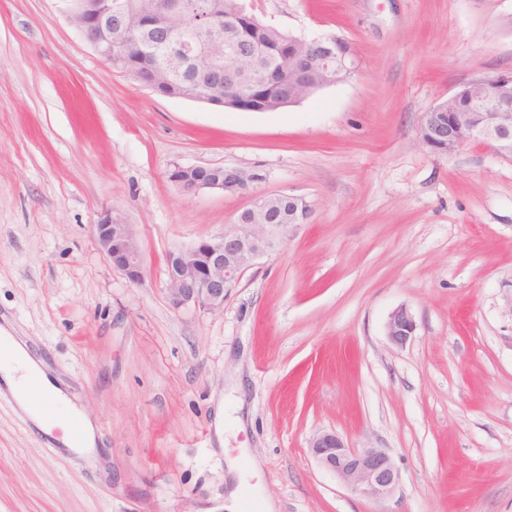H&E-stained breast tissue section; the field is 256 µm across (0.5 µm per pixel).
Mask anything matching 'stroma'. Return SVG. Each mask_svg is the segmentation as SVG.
I'll return each mask as SVG.
<instances>
[{
    "instance_id": "obj_1",
    "label": "stroma",
    "mask_w": 512,
    "mask_h": 512,
    "mask_svg": "<svg viewBox=\"0 0 512 512\" xmlns=\"http://www.w3.org/2000/svg\"><path fill=\"white\" fill-rule=\"evenodd\" d=\"M298 37L347 41L346 82L273 112L165 98L86 44L61 0H0V327L95 421L97 460L0 391V512H512V161L432 152L423 112L512 77V0H240ZM244 190L183 196L175 166ZM313 213L218 312L173 309L168 252L220 238L252 198ZM133 224L144 279L99 251ZM408 307L402 347L384 330ZM224 429L216 431V407ZM333 431L400 480L375 499L309 452ZM186 172L189 178H183L180 175ZM191 172L196 176L192 177ZM249 179L250 177H246L241 171L226 170L224 166H176L170 174V180L185 196H195L204 190H217L222 193L237 192L246 187ZM94 237L98 249L112 264L113 270L132 283L143 281V259L133 224H127L119 213L107 209L94 225ZM417 329L415 318L406 306L395 308L385 322V333L395 346H405Z\"/></svg>"
}]
</instances>
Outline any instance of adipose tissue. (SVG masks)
Returning a JSON list of instances; mask_svg holds the SVG:
<instances>
[{
  "instance_id": "obj_1",
  "label": "adipose tissue",
  "mask_w": 512,
  "mask_h": 512,
  "mask_svg": "<svg viewBox=\"0 0 512 512\" xmlns=\"http://www.w3.org/2000/svg\"><path fill=\"white\" fill-rule=\"evenodd\" d=\"M9 342L11 351L0 355V385L14 396L21 410L38 428L47 434L56 433L61 445L69 443L67 436L62 433L69 416L80 417L84 443L87 447H94L96 427L93 421L82 415L64 387L42 369L40 360L24 340L13 336ZM48 400L64 406L66 415L47 417L42 406Z\"/></svg>"
}]
</instances>
